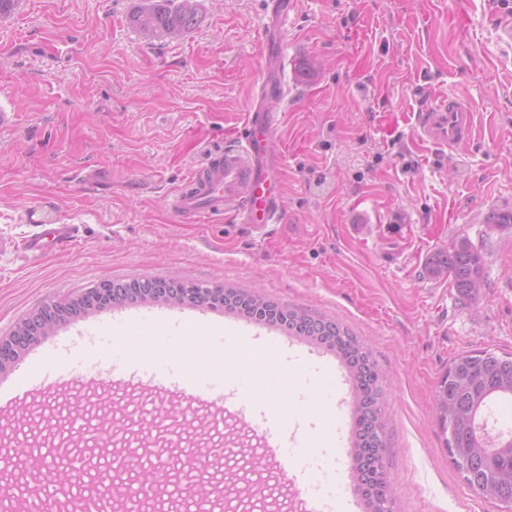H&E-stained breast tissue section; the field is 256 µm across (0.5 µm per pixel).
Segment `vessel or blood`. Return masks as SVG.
Returning <instances> with one entry per match:
<instances>
[{
    "label": "vessel or blood",
    "mask_w": 512,
    "mask_h": 512,
    "mask_svg": "<svg viewBox=\"0 0 512 512\" xmlns=\"http://www.w3.org/2000/svg\"><path fill=\"white\" fill-rule=\"evenodd\" d=\"M285 94L282 83L266 78L254 91L245 112L244 127L238 141L211 152L174 192L171 210L182 220L193 224L214 222L222 217L247 224L264 233L269 225L279 223L283 214V181L279 162L286 147L277 137L281 124L279 113L268 111V98ZM475 114L472 106L451 97L427 104L415 117V136L442 151L456 150L473 140ZM75 224H45L23 242V250L35 257L45 256L72 245L78 238ZM118 337L114 349L123 358L126 369L152 382L172 381L173 388L184 401L223 402L225 382H233L231 395L237 417L245 424L260 425L265 434H286L288 426L280 414L267 405H257L249 393L252 383L238 374L226 378L224 355L249 343L252 329L246 324L225 325L222 335H215L203 323H195L196 365L181 369L176 378L158 369L156 362L132 352L134 340L150 330L166 329L170 311H154L139 305L126 308L115 316ZM68 361H50L42 344H34L23 366L9 378L0 380V402L27 394L48 369L58 375L68 372ZM281 474L291 486L305 482L309 458L289 452L287 446L276 443L271 448Z\"/></svg>",
    "instance_id": "obj_1"
}]
</instances>
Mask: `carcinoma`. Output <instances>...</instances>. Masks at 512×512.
I'll return each mask as SVG.
<instances>
[{"label":"carcinoma","mask_w":512,"mask_h":512,"mask_svg":"<svg viewBox=\"0 0 512 512\" xmlns=\"http://www.w3.org/2000/svg\"><path fill=\"white\" fill-rule=\"evenodd\" d=\"M198 14V0H145L132 15L131 22L145 39L162 42L193 30ZM426 268L434 277H448L451 286L463 298H475L482 288L483 255L467 237L433 252L426 260ZM122 287L184 291L197 289L199 285L148 279L124 283ZM211 306L278 324L336 352L350 373L354 391L356 419L352 447L355 448L358 488L367 512H374L376 500L382 498L391 483L384 469L372 466L374 459L383 461L386 432L380 405L383 374L369 348L333 320L315 316L297 306L280 305L258 293L245 294L226 288L222 300H214ZM501 398L512 399V356L484 350L452 361L436 391L435 408L453 468L476 494L512 507V442L503 435L494 447L487 448L478 422L488 405ZM117 407L123 421L113 423L95 409L90 399L58 406L56 433L51 443H57L65 434L68 419L73 415L82 417L84 424L95 428L98 438L94 442H72L65 454L57 457L52 482L65 484L73 495L81 493L87 487V480L97 478L108 466L113 441L120 439L136 461L132 483L155 490L141 500L139 512H195L206 503L214 507L216 488L230 473L238 475L235 483L238 484L240 512H264V503L256 501L249 491L245 466L237 449L223 447L224 425L211 431V438L221 447L212 449L199 471L184 470L176 462L160 469L151 458L140 453L135 433L137 422L151 416V412L133 411L125 400L117 403ZM96 508L97 512H117L118 497L99 485Z\"/></svg>","instance_id":"cac0c4a2"}]
</instances>
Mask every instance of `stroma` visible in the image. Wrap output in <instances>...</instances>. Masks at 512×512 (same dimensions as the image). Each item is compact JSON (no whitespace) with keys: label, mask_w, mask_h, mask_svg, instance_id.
<instances>
[{"label":"stroma","mask_w":512,"mask_h":512,"mask_svg":"<svg viewBox=\"0 0 512 512\" xmlns=\"http://www.w3.org/2000/svg\"><path fill=\"white\" fill-rule=\"evenodd\" d=\"M270 0H200L197 26L169 42L130 21L141 0H19L0 18V88L16 120L0 129V338L42 305L105 281L173 279L260 289L281 305L338 320L365 342L385 374L384 463L393 512H512L475 494L448 460L435 414L437 387L459 354H512V40L501 0H296L281 36L288 148L282 221L265 238L231 221L188 224L172 192L204 157L241 130L264 76ZM469 101L474 140L454 153L421 144L415 115L435 99ZM76 224L77 241L51 256L20 249L40 224ZM469 238L484 256L476 300L430 276L427 256ZM105 310L50 335L57 353L104 349ZM244 348L257 391L267 360L296 347ZM139 349L191 362L187 333L143 336ZM47 381L0 407V469L25 462L29 417L53 402L121 395L170 415L177 395L144 396L135 382ZM326 367L279 372L289 437L313 442L320 491L333 496L334 427L322 399ZM170 427L181 424L171 417Z\"/></svg>","instance_id":"35a3bbf8"}]
</instances>
